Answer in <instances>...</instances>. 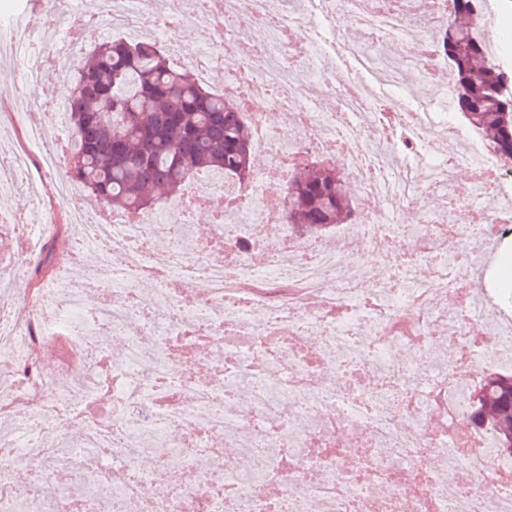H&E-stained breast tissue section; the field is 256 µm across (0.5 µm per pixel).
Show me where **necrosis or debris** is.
<instances>
[{"mask_svg": "<svg viewBox=\"0 0 512 512\" xmlns=\"http://www.w3.org/2000/svg\"><path fill=\"white\" fill-rule=\"evenodd\" d=\"M318 2L347 29L321 30L307 0H102L94 12L50 0L53 39L72 46L81 21L124 37L164 26L179 62L191 24L205 49L184 61L201 82L229 67L223 91L268 166L176 200L188 212L221 198L207 235L150 213L82 218L21 304V270L49 243L43 197L16 180L28 152L0 159V198L28 193L27 211L0 210V231L24 244L0 266V512H512V459L490 433L454 429L479 374L512 367V317L473 288L472 255L445 250L512 235V172L433 110L453 80L435 72L443 0ZM391 40L423 76L404 112L375 94L402 83L374 51ZM0 45L26 88L5 117L45 144L65 119L42 73L62 59L24 22L0 24ZM329 50L349 66L320 70ZM448 139L460 150L447 153ZM312 152L342 158L361 206V223L332 236L285 222L286 174ZM461 168L470 185L453 184ZM443 191L450 206L433 223H397Z\"/></svg>", "mask_w": 512, "mask_h": 512, "instance_id": "1", "label": "necrosis or debris"}]
</instances>
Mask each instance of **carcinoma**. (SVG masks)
Masks as SVG:
<instances>
[{
	"instance_id": "1",
	"label": "carcinoma",
	"mask_w": 512,
	"mask_h": 512,
	"mask_svg": "<svg viewBox=\"0 0 512 512\" xmlns=\"http://www.w3.org/2000/svg\"><path fill=\"white\" fill-rule=\"evenodd\" d=\"M478 2L451 0L440 32L439 50L454 73L450 109L512 166V77L474 32ZM66 112L75 137L66 173L105 210L139 213L156 201L154 191L175 193L201 171L239 183L254 175L245 113L190 71L173 68L155 41L116 37L79 60ZM293 170L285 218L294 231L324 235L353 219V197L335 169L301 162ZM467 417L505 447L512 369L470 390Z\"/></svg>"
}]
</instances>
